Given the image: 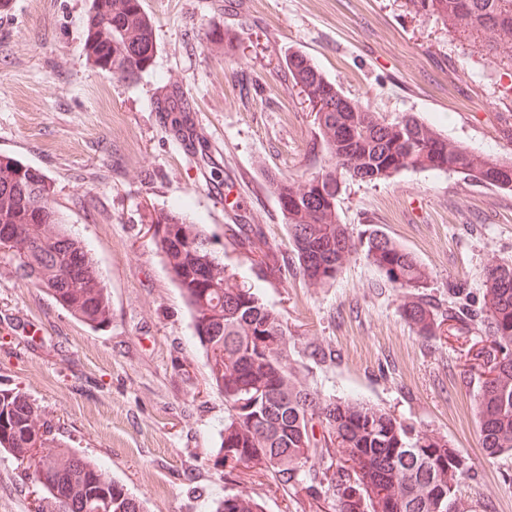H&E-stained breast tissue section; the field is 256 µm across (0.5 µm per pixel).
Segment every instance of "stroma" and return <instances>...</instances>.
Wrapping results in <instances>:
<instances>
[{
    "mask_svg": "<svg viewBox=\"0 0 512 512\" xmlns=\"http://www.w3.org/2000/svg\"><path fill=\"white\" fill-rule=\"evenodd\" d=\"M0 15V155L39 168L55 204L86 245L112 319L93 328L0 257V390L35 399L64 439L127 485L147 512H201L243 491L265 512H333L332 501L286 495L265 473L228 480L215 463L224 400L211 387L191 313L149 231L156 210L183 212L213 233L232 272L279 310L291 356L322 394L390 409L446 435L472 475L459 491L472 512H512V454L481 448L477 323L419 338L402 292L356 252L326 288H308L267 174L305 180L331 158L315 114L291 81L288 51L307 54L353 102L394 120L431 123L452 142L512 158V72L453 40L409 0H143L157 40L133 83L82 53L90 0H11ZM223 44L211 40L212 29ZM177 82L200 142L185 150L157 111ZM353 238L376 225L430 274L447 312L449 283L478 297L494 262H512V191L452 173L408 169L346 181L338 205ZM260 225L275 266L229 245L227 227ZM332 358L309 363L310 344ZM42 492L0 452V512H37Z\"/></svg>",
    "mask_w": 512,
    "mask_h": 512,
    "instance_id": "stroma-1",
    "label": "stroma"
}]
</instances>
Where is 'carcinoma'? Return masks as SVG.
I'll use <instances>...</instances> for the list:
<instances>
[{
    "label": "carcinoma",
    "mask_w": 512,
    "mask_h": 512,
    "mask_svg": "<svg viewBox=\"0 0 512 512\" xmlns=\"http://www.w3.org/2000/svg\"><path fill=\"white\" fill-rule=\"evenodd\" d=\"M415 11L448 26L461 43L512 67V0H411ZM152 21L142 0H91L83 54L93 66L133 82L156 52ZM288 74L316 112L319 134L332 164L304 181L269 177L286 220L302 277L324 288L342 272L357 247L395 287L403 290L402 314L417 336L435 339L447 323L487 319L494 348L491 377L481 381L477 417L481 447L490 457L512 453V263L490 266L479 307L460 285L455 305L441 315L425 298L430 274L417 258L373 226L354 242L340 223L343 184L374 182L407 169L439 170L512 191V160L484 158L450 142L413 116L388 122L352 102L303 52L285 59ZM178 86L157 99L172 113L170 129L186 139ZM54 188L39 169L12 157L0 161V228L18 235L4 255L19 277L46 290L76 319L101 327L112 318L108 293L82 241L54 203ZM150 224L167 270L192 317L194 338L206 353L207 376L224 398L218 453L233 451L224 474L259 468L275 485L301 488L313 499L334 498L336 512H465L457 496L467 476L460 452L428 429L407 426L391 411L342 398H323L290 358V332L281 313L252 286L228 271L214 235L179 212L159 210ZM233 246H267L258 227L227 230ZM32 469L45 492L41 512H144L118 479L70 448L36 400L0 391V451ZM214 512H263L246 493L226 494Z\"/></svg>",
    "instance_id": "obj_1"
}]
</instances>
